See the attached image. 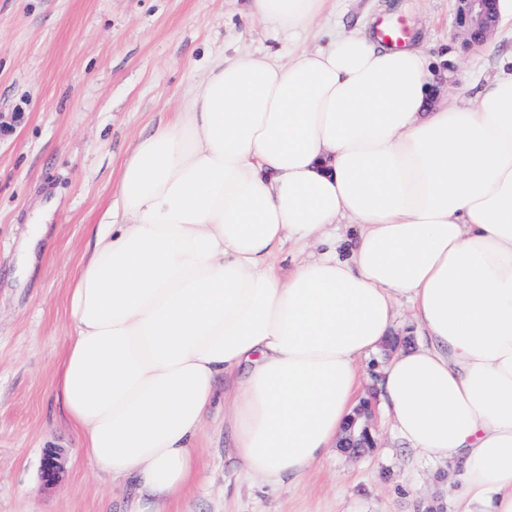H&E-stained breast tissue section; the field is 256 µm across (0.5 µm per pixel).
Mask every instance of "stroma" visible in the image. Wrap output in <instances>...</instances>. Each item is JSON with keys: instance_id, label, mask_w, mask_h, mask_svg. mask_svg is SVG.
Listing matches in <instances>:
<instances>
[{"instance_id": "stroma-1", "label": "stroma", "mask_w": 512, "mask_h": 512, "mask_svg": "<svg viewBox=\"0 0 512 512\" xmlns=\"http://www.w3.org/2000/svg\"><path fill=\"white\" fill-rule=\"evenodd\" d=\"M248 9V0H0V112L21 115L0 139V512H129V483L88 460L56 390L73 331L68 289L140 134L183 106L190 80L221 58L287 44ZM453 10V0H331L297 41L317 48L389 21L433 65L454 61L441 86L453 102L512 54L511 10L469 54L456 51ZM396 314L394 337L362 363L376 448L355 458L335 447L301 479L261 483L240 469L219 400L196 450L199 479L169 512H456L460 471L409 449L385 409L382 370L417 341L406 302ZM48 448L64 457L51 486L40 477Z\"/></svg>"}]
</instances>
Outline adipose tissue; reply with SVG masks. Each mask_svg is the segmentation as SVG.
I'll return each mask as SVG.
<instances>
[{
	"mask_svg": "<svg viewBox=\"0 0 512 512\" xmlns=\"http://www.w3.org/2000/svg\"><path fill=\"white\" fill-rule=\"evenodd\" d=\"M326 3L250 0L249 16L296 31ZM431 67L365 32L241 52L133 146L121 217L97 225L69 293L57 386L85 455L138 503L197 479L226 379L244 472L306 475L403 299L421 341L383 370L395 429L463 465L457 512H512V64L461 104L432 98ZM343 221L347 257L306 256Z\"/></svg>",
	"mask_w": 512,
	"mask_h": 512,
	"instance_id": "ef3b65f1",
	"label": "adipose tissue"
}]
</instances>
